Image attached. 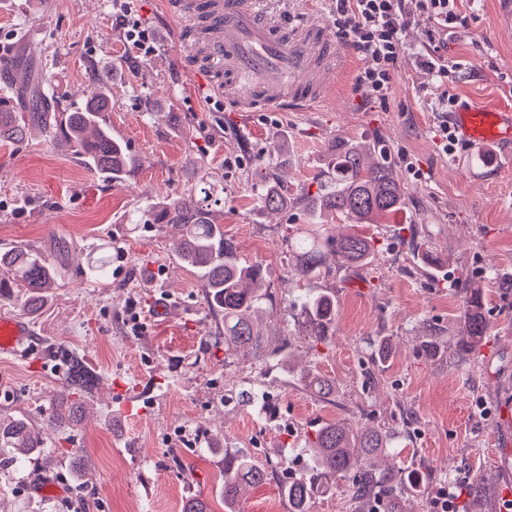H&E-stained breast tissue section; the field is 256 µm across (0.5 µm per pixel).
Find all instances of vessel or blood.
Listing matches in <instances>:
<instances>
[{
    "label": "vessel or blood",
    "mask_w": 512,
    "mask_h": 512,
    "mask_svg": "<svg viewBox=\"0 0 512 512\" xmlns=\"http://www.w3.org/2000/svg\"><path fill=\"white\" fill-rule=\"evenodd\" d=\"M164 6L184 23L182 68L234 111L309 110L325 100L340 48L309 16L273 21L262 0H164ZM448 120L468 148L512 145V108L465 103ZM30 336L24 318L1 316L0 356L21 353Z\"/></svg>",
    "instance_id": "obj_1"
}]
</instances>
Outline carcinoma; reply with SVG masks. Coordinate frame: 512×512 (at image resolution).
I'll return each instance as SVG.
<instances>
[{
	"label": "carcinoma",
	"mask_w": 512,
	"mask_h": 512,
	"mask_svg": "<svg viewBox=\"0 0 512 512\" xmlns=\"http://www.w3.org/2000/svg\"><path fill=\"white\" fill-rule=\"evenodd\" d=\"M0 72L29 87L20 106L0 107V142H15L26 137L32 122L44 119L51 104L36 87V77L22 59L4 63ZM98 84L100 91L83 108L62 113L56 133L64 136L69 150L88 169L109 181L125 182L135 176L142 161L127 145L112 138L102 119L109 100L108 77L100 76ZM323 172L326 177L317 190L302 198L310 224L302 234L288 238L291 274L304 283L319 276L331 256L344 265L368 263L373 258L372 236L362 231L337 236L326 231V225L338 220L351 227L386 224L405 205L404 192L384 155L371 161L358 145L344 143L325 156ZM256 196L271 212L284 209L287 203L286 190L266 182L256 186ZM222 205L224 174L204 169L185 196L148 202L132 223L144 228L171 224L179 229L174 254L198 274L204 301L224 317L225 348L254 355L274 351L278 346L264 338L258 325L268 296V290L262 289L263 268L241 259L232 240L224 235V225L215 218L216 208ZM108 267L109 259L103 253L87 262L88 275L96 281L106 277ZM59 278L58 268L30 246L0 251V299L8 297L6 286L26 289L24 308L30 315L42 311ZM295 303L307 318L313 345L326 343L336 320L335 297L307 289ZM483 306L484 298L477 291L464 296L461 351L468 357L472 356L471 340L487 335L489 330ZM65 364V381L55 398L48 401L46 431L35 430L28 416L0 417V449H7L16 465L37 461L51 447L49 433L82 420L86 395L95 387L97 377L76 352L66 354ZM382 447V435L375 431L354 433L337 422L317 428L306 449L305 471L288 479L284 488L292 512H310L313 499L338 480H350L374 495L386 493L376 478V459ZM267 476L266 468L247 453L224 449V503L229 508H234L243 485H261Z\"/></svg>",
	"instance_id": "1"
}]
</instances>
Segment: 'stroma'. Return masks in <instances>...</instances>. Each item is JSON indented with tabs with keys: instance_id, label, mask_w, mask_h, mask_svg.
<instances>
[{
	"instance_id": "35a3bbf8",
	"label": "stroma",
	"mask_w": 512,
	"mask_h": 512,
	"mask_svg": "<svg viewBox=\"0 0 512 512\" xmlns=\"http://www.w3.org/2000/svg\"><path fill=\"white\" fill-rule=\"evenodd\" d=\"M272 18L309 14L335 33L334 0H265ZM151 47L131 59L119 0H0V53L32 56L56 112L85 104L95 76L112 74L104 117L114 137L142 160L116 185L87 171L43 123L26 138L0 144V248L26 244L63 268L43 311L30 324L28 356H0V414L36 416L63 380L61 350L82 356L100 384L82 421L46 449L42 478L60 496L31 491L26 472L0 466V512H180L197 495L225 512L227 448L256 462L305 464L304 440L322 423L373 430L388 443L385 476L400 492L384 512H438L441 488L485 489L468 512H501L512 499V297L498 283L512 276V155L495 148L442 150L436 130L444 94L512 106V36L498 28V0H457L463 26L433 36L412 11L406 50L386 104L374 103L356 77L371 59L348 51L326 101L309 112H234L194 75L179 69L177 26L163 0H130ZM455 64L440 83L418 54ZM171 120L146 119V108ZM385 144L406 205L396 222L373 225L377 244L359 268L331 263L310 283L336 294L326 344L312 346L305 316L291 302L285 237L306 223L302 193L338 141ZM288 159L277 169V156ZM224 175L217 218L238 252L262 264L271 298L264 327L281 337L278 352L256 358L224 348V322L210 313L191 268L177 261L170 226L131 230L130 214L152 199L183 196L202 167ZM284 178L291 198L281 213L264 210L258 176ZM421 226L443 268L430 271L403 244L405 226ZM115 247L112 276L93 284L78 274L100 244ZM164 268L158 280L149 265ZM458 282L450 291L448 280ZM466 288L482 289L490 337L473 362L457 352ZM166 302L165 315L155 305ZM140 315L139 329L128 314ZM332 382L321 398L312 378ZM271 395L263 402L254 393ZM85 457L75 476L71 454ZM281 475L245 488L241 512H289Z\"/></svg>"
}]
</instances>
